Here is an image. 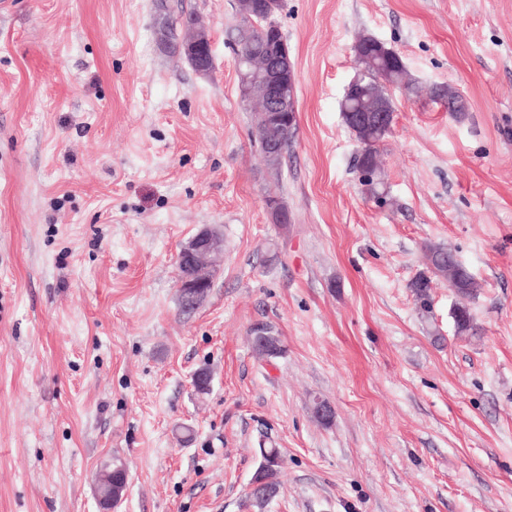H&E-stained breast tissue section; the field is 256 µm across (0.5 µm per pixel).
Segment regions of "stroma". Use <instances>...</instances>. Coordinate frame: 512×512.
Segmentation results:
<instances>
[{"instance_id": "35a3bbf8", "label": "stroma", "mask_w": 512, "mask_h": 512, "mask_svg": "<svg viewBox=\"0 0 512 512\" xmlns=\"http://www.w3.org/2000/svg\"><path fill=\"white\" fill-rule=\"evenodd\" d=\"M206 23L214 70L156 35ZM236 0H10L0 12V512H512V0H284L298 128L279 170L252 137ZM403 59L383 198L340 101L359 36ZM449 85L467 109L429 89ZM276 194L289 221L265 205ZM224 235L204 302L176 259ZM479 282L460 336L426 245ZM284 352L263 359L251 327ZM212 377L208 393L196 371ZM333 408L317 419L315 400ZM261 456L263 461L269 463L268 466L260 472V477L264 481V486L268 490V492L267 494L253 492L261 490L262 486L257 481H252V483L250 484V492L253 493H250L249 495V499L251 501L252 506L260 510H262L277 493V490L279 489L280 485L279 476L282 467V457L279 448L261 449ZM273 460H278L279 463H276L273 466H271L272 464L270 463H272L271 461Z\"/></svg>"}]
</instances>
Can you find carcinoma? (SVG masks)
<instances>
[{"label": "carcinoma", "instance_id": "carcinoma-1", "mask_svg": "<svg viewBox=\"0 0 512 512\" xmlns=\"http://www.w3.org/2000/svg\"><path fill=\"white\" fill-rule=\"evenodd\" d=\"M261 13L253 19L246 20L244 12L248 11L247 5L238 9L241 15V25L248 26L246 33L239 34L236 42L235 61L250 60L254 50L268 46L265 39L268 37L267 28L276 22L278 13L282 10V0H261ZM185 16L176 19L166 17L158 29V36L166 45L170 53L185 60L192 68H198L200 58L204 53V44L193 42V35L179 37L175 34L177 25L183 23ZM355 59L359 69L363 72L364 81L362 89L354 96L341 101L340 111L345 125L363 145V153L360 156V167L366 174L364 186L366 193L378 194L381 186L378 178L380 165L376 145L388 133L387 128H378L379 113L375 109L384 103H391V99L385 92V83H391L394 87L406 90L410 89L406 66L398 53H384L370 36H362L353 48ZM432 97L448 101L450 111L462 112L464 105L460 103L461 96L451 87H440L432 92ZM359 109L364 112L365 121L357 124L352 121L350 111ZM427 260L435 276L448 280L458 301L455 303L452 318L456 332L460 335H472L475 331L473 317L468 307V301L473 298L480 285L469 271L456 259L453 252L442 246H430L426 248ZM411 288L422 311L429 309V290L431 280L424 276L416 278L411 283ZM262 459L266 462L276 461L260 472V477L265 483L267 492H253L249 495L252 506L263 509L274 497L279 489L280 471L282 460L280 450L277 448L261 449Z\"/></svg>", "mask_w": 512, "mask_h": 512}]
</instances>
